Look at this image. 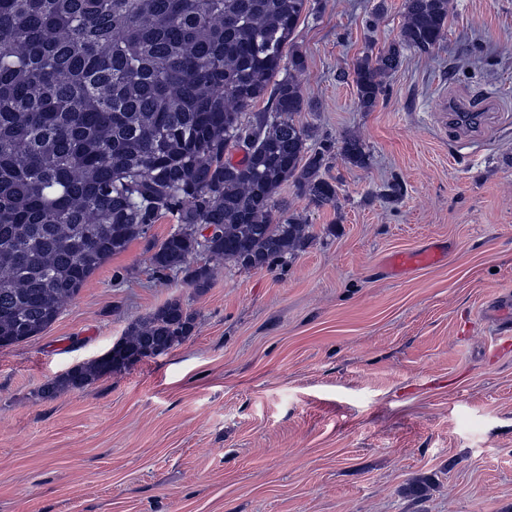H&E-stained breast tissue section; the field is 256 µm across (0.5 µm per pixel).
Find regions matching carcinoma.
Instances as JSON below:
<instances>
[{"mask_svg":"<svg viewBox=\"0 0 512 512\" xmlns=\"http://www.w3.org/2000/svg\"><path fill=\"white\" fill-rule=\"evenodd\" d=\"M307 0H0V347L46 331L109 258L166 215L174 229L151 257L158 273L206 288L199 255L254 268L288 265L312 238L305 218H274L286 181L314 206H335L323 176L330 147L307 146L295 115L310 108L291 38ZM449 0H405L399 38L351 73L369 112L403 52H433ZM288 71L281 79L276 75ZM268 98V111H244ZM244 144L238 163L224 158ZM336 154L365 164L355 137ZM198 225L221 234L200 243ZM196 317L171 300L129 324L109 359L49 382L46 396L82 389L168 353Z\"/></svg>","mask_w":512,"mask_h":512,"instance_id":"obj_1","label":"carcinoma"}]
</instances>
